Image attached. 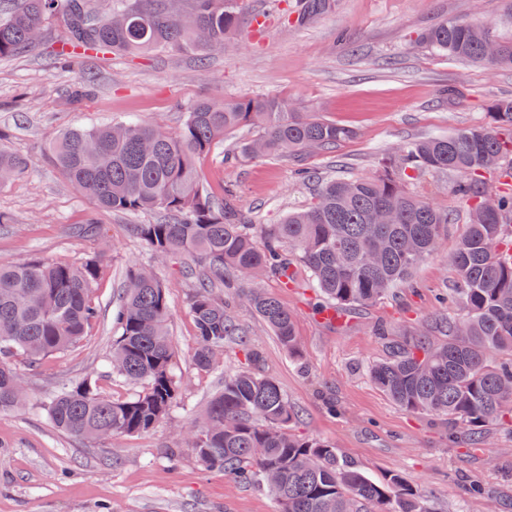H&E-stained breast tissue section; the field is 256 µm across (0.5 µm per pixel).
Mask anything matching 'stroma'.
<instances>
[{
  "instance_id": "obj_1",
  "label": "stroma",
  "mask_w": 512,
  "mask_h": 512,
  "mask_svg": "<svg viewBox=\"0 0 512 512\" xmlns=\"http://www.w3.org/2000/svg\"><path fill=\"white\" fill-rule=\"evenodd\" d=\"M293 5L242 0L237 36L205 61L189 51L98 53L74 56L62 69L54 63L60 33L52 24L27 52L0 59V145L30 163L27 175L0 185V212L11 218L0 226V263L105 255L95 291L98 321L83 342L29 378L28 405L0 413V512H276L265 489L203 468L183 450L198 410L240 361L228 349L215 370L194 368L197 339L183 261L155 258L131 232L132 225L161 220V213L97 212L53 163L49 146L73 128L128 120L158 121L176 132L188 108L211 95L290 99L302 111L354 129L355 138L328 153L228 166L223 157L238 141L233 134L197 158L215 198L234 185L255 223L271 224L314 198L315 184L300 181L297 169L321 178L374 174L381 157L403 142L482 124L488 105L512 97V70L441 56L418 42L429 26L455 18L488 20L495 34L511 36L512 15L502 0H336L334 9L302 25L287 19ZM80 84L89 92L72 102ZM457 180L452 172H426L408 184L451 213V246L469 216L454 193ZM92 214L108 237L78 236L77 226ZM134 264L151 267L168 286L181 388L169 418L154 431L82 442L54 429L36 404L57 386L82 379L115 399L135 394L108 369L118 336L111 314ZM413 278L417 293L399 287L395 296L334 322L320 311L315 291L267 280L269 292L294 314L298 364L245 298L236 299L234 314L262 351L265 373L298 410L299 433L328 441L372 479L400 473L414 488L433 492L437 512H512V436L491 429L487 444H477L453 420L404 411L369 379L371 364L384 354L382 331L398 333L439 315L438 297L454 281L438 258L420 264ZM173 448L182 449L179 460H171Z\"/></svg>"
}]
</instances>
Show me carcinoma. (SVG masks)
<instances>
[{"mask_svg":"<svg viewBox=\"0 0 512 512\" xmlns=\"http://www.w3.org/2000/svg\"><path fill=\"white\" fill-rule=\"evenodd\" d=\"M335 0H298L296 23L331 9ZM239 0H115L109 15L93 14L88 0H4L0 57L34 44L44 23L63 25V45L87 53L188 49L200 59L237 31ZM420 41L452 58L512 68V39L470 21H442ZM245 127V139L224 161L266 155L326 152L354 131L299 112L286 99L208 98L188 110L175 134L157 122L75 128L51 144V156L71 185L108 212L162 211L167 219L134 224L133 234L159 258L182 255L187 306L200 371L235 340L243 366L224 376L206 405L186 449L206 469L263 486L278 512H436L433 496L398 473L381 481L341 458L327 441L292 432L298 417L277 382L262 371V354L224 300L232 288L294 360L301 358L292 312L257 285L261 276L295 283L296 269L322 298V310L369 306L414 270L442 258L455 275L457 312L441 314L446 339L422 324L388 341L386 355L369 369L372 383L403 410L451 417L466 430L512 427V195L484 191V175L512 178V97L492 102L487 121L449 136L411 140L383 158L375 176L332 178L315 201L277 224H254L236 192L224 189L217 205L203 186L195 159ZM25 158L0 146V183L23 175ZM427 171L460 176L455 193L469 203V221L452 252L445 250L449 212L416 195L409 181ZM105 237L91 217L76 229ZM100 256L66 263L35 257L0 264V412L26 404V376L85 337L98 317L94 291ZM167 285L146 267L125 272L123 297L112 321L111 373L143 389L124 400L97 391L88 379L62 385L42 402L53 427L92 441L147 433L166 419L180 388L168 321ZM272 470L279 484L264 474Z\"/></svg>","mask_w":512,"mask_h":512,"instance_id":"carcinoma-1","label":"carcinoma"}]
</instances>
